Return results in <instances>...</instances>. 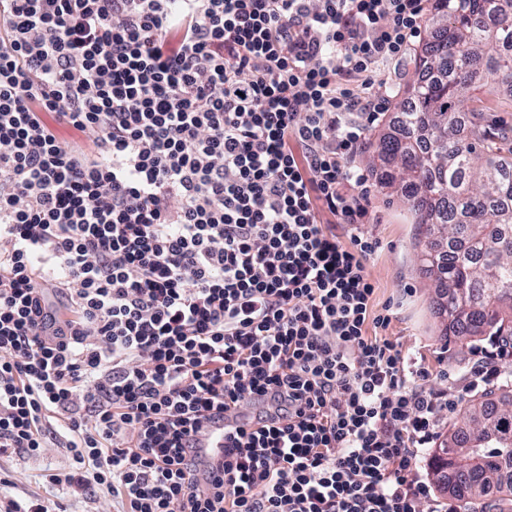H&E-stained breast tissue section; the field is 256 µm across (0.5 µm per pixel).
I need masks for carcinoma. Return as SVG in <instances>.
Here are the masks:
<instances>
[{"mask_svg":"<svg viewBox=\"0 0 512 512\" xmlns=\"http://www.w3.org/2000/svg\"><path fill=\"white\" fill-rule=\"evenodd\" d=\"M416 79L387 127L380 187L399 197L425 240L445 335L512 337V138L461 98L512 84V0H434ZM472 430L451 431L430 454L436 480L453 477L468 512H512V410L466 403Z\"/></svg>","mask_w":512,"mask_h":512,"instance_id":"obj_1","label":"carcinoma"}]
</instances>
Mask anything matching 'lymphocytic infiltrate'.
I'll return each mask as SVG.
<instances>
[{"instance_id":"1","label":"lymphocytic infiltrate","mask_w":512,"mask_h":512,"mask_svg":"<svg viewBox=\"0 0 512 512\" xmlns=\"http://www.w3.org/2000/svg\"><path fill=\"white\" fill-rule=\"evenodd\" d=\"M430 7L0 0V458L69 460L4 512H457L419 468L508 348L451 395L381 337L351 164Z\"/></svg>"}]
</instances>
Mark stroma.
Here are the masks:
<instances>
[{
	"label": "stroma",
	"instance_id": "1",
	"mask_svg": "<svg viewBox=\"0 0 512 512\" xmlns=\"http://www.w3.org/2000/svg\"><path fill=\"white\" fill-rule=\"evenodd\" d=\"M368 210L364 230L379 247L367 264V272L376 288L377 312L391 317L385 336L399 344L403 352L423 358L433 372V388L455 392L463 383L474 350L487 345L488 339L473 336L461 342L444 336L436 290L418 258L416 226L407 206L374 184ZM67 467L68 459L61 448L49 449L37 461L2 458L0 500L50 496L53 488L45 479L46 472L61 473Z\"/></svg>",
	"mask_w": 512,
	"mask_h": 512
}]
</instances>
